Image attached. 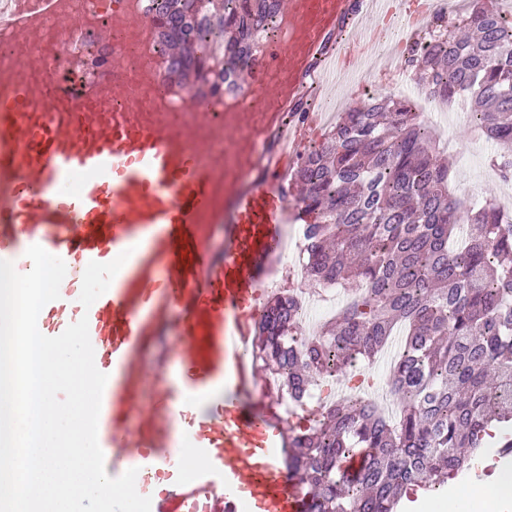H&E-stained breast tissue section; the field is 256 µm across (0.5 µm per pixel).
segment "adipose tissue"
Here are the masks:
<instances>
[{"label": "adipose tissue", "mask_w": 512, "mask_h": 512, "mask_svg": "<svg viewBox=\"0 0 512 512\" xmlns=\"http://www.w3.org/2000/svg\"><path fill=\"white\" fill-rule=\"evenodd\" d=\"M424 512H512V471L500 473L488 483H471L448 489Z\"/></svg>", "instance_id": "ef3b65f1"}]
</instances>
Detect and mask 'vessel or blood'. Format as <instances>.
I'll use <instances>...</instances> for the list:
<instances>
[{
    "mask_svg": "<svg viewBox=\"0 0 512 512\" xmlns=\"http://www.w3.org/2000/svg\"><path fill=\"white\" fill-rule=\"evenodd\" d=\"M404 6L279 0L277 39L242 74L246 94L220 106L160 89L156 62H129L117 37L151 40L137 0L94 10L34 0L0 29L36 47L27 76L0 67V260L28 272L25 252L37 244L65 262L38 328L54 337L87 318L109 376L98 423L105 469H137L151 512H305L284 466L288 422L250 348L297 212L292 169L322 120L310 85L349 75L362 62V21ZM89 30L112 41L109 64L85 75L73 63L44 82L46 35ZM123 252L109 290L83 308L87 264Z\"/></svg>",
    "mask_w": 512,
    "mask_h": 512,
    "instance_id": "1",
    "label": "vessel or blood"
}]
</instances>
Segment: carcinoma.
Returning a JSON list of instances; mask_svg holds the SVG:
<instances>
[{
  "label": "carcinoma",
  "mask_w": 512,
  "mask_h": 512,
  "mask_svg": "<svg viewBox=\"0 0 512 512\" xmlns=\"http://www.w3.org/2000/svg\"><path fill=\"white\" fill-rule=\"evenodd\" d=\"M278 0H160L169 73L207 82L241 74L250 37L274 23ZM405 61L427 90L465 100L472 127L499 145L493 164L512 181V20L470 0L435 16ZM230 34L224 40V34ZM439 139L405 99L373 96L345 113L293 171L307 225L305 273L354 290L319 336L304 335L293 295L259 324L255 365L303 406L316 377L340 379L397 344L388 377L401 410L371 398L320 408L289 428L290 478L306 512H396L402 491H434L489 447L512 441V215L496 200L455 194ZM359 454L354 474L341 463Z\"/></svg>",
  "instance_id": "carcinoma-1"
}]
</instances>
